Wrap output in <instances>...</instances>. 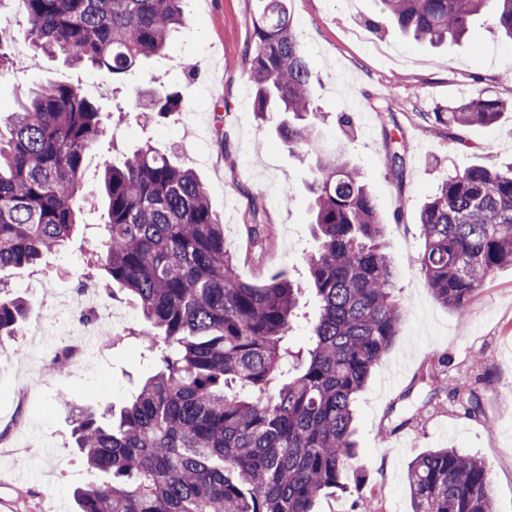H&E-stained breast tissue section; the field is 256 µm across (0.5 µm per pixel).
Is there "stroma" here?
I'll list each match as a JSON object with an SVG mask.
<instances>
[{"label": "stroma", "mask_w": 512, "mask_h": 512, "mask_svg": "<svg viewBox=\"0 0 512 512\" xmlns=\"http://www.w3.org/2000/svg\"><path fill=\"white\" fill-rule=\"evenodd\" d=\"M199 17L169 43L193 74L176 77L184 107L168 119L148 118L141 95L158 91L156 64L135 69L122 82L104 71L75 68L30 52L25 24L0 21V42L11 54L0 68V113L37 86L69 82L103 112L106 134L85 160L84 225L59 253L37 268H7L0 282L28 302L17 336L6 341L10 361L0 364V512H77L74 491L103 482L88 470L72 439L82 410L122 406L151 367L133 333L145 322L132 299L115 344L92 341L77 317L76 290L84 273L88 230L99 227L96 194L101 155L113 157L151 142L191 167L204 183L212 209L224 221V246L244 280L261 283L275 273H305L317 242L311 229L314 157L291 156L274 122L255 117L249 99V21L259 0H200ZM294 31L316 79L315 103L326 113L322 142L345 150L370 188L386 226V252L399 268L398 295L408 316L356 401L360 460L377 512H412L406 471L434 448L480 457L490 469L496 512H512V267L497 270L459 315L438 304L419 270L418 214L442 180L473 164L512 163V108L490 125L461 130L437 125L433 112L460 103V88L482 90L512 105V42L500 39L488 12L475 17L464 39L438 47L405 37L381 14L376 0H287ZM390 110L377 114L375 98ZM349 115L350 126L338 123ZM203 117L197 132L207 159L190 157L181 125ZM223 137H216V128ZM399 144L402 177L387 150ZM266 232L254 238L249 225ZM77 345L88 357L66 371L51 361ZM475 388L483 413L466 414L452 392ZM438 396H431V389ZM391 429L381 441V429Z\"/></svg>", "instance_id": "35a3bbf8"}]
</instances>
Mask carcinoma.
<instances>
[{
	"label": "carcinoma",
	"instance_id": "cac0c4a2",
	"mask_svg": "<svg viewBox=\"0 0 512 512\" xmlns=\"http://www.w3.org/2000/svg\"><path fill=\"white\" fill-rule=\"evenodd\" d=\"M34 54L90 64L120 80L162 56L185 24V0H22ZM250 20L253 112L278 118L296 157L316 158L306 259L319 304L304 346L290 343L303 285L285 273L240 279L224 224L191 168L147 143L102 164L103 232L89 270L133 297L153 375L131 400L72 430L88 468L108 481L74 491L79 512H314L328 491L366 484L354 441V402L407 317L384 224L360 170L324 149L315 76L286 0H261ZM417 41L462 38L486 0H378ZM493 27L512 41V0H494ZM181 111L175 91L149 102ZM507 104L480 90L446 112L452 127L489 125ZM105 134L96 103L68 84L42 87L0 115V270L33 267L82 221L84 160ZM420 270L434 300L462 314L493 273L512 266V168L448 175L419 213ZM25 301L0 289V347ZM413 512H490L485 462L453 448L411 461Z\"/></svg>",
	"mask_w": 512,
	"mask_h": 512
}]
</instances>
